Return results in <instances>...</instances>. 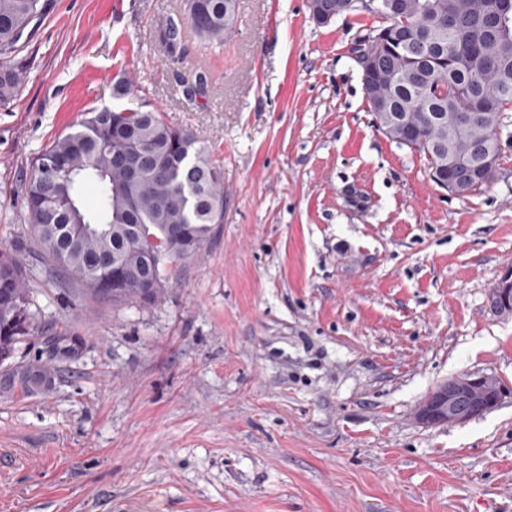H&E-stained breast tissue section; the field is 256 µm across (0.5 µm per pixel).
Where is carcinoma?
<instances>
[{
  "mask_svg": "<svg viewBox=\"0 0 512 512\" xmlns=\"http://www.w3.org/2000/svg\"><path fill=\"white\" fill-rule=\"evenodd\" d=\"M47 0H0V55L13 53L25 32L46 13ZM491 0H405L404 15L388 8L370 9L380 25L363 38L387 69L363 81L370 111L386 102L405 115L406 129L385 132L393 140L412 141L411 149L428 157L432 177L448 181L452 164L460 171L473 164L472 147L481 143L497 158L484 168L467 194L490 184L501 169L500 130L512 108V34L487 38L480 23L481 6ZM237 0H188L187 21L207 45L224 43V27L233 23ZM456 18L453 30L448 14ZM181 23L170 20L162 44L173 54L180 45ZM29 78L26 66L0 68V105L15 100ZM138 150L141 175L130 179L114 161ZM191 151L197 208H182L185 182L170 174ZM97 188L94 208L85 206L82 188ZM25 248L49 270L67 277L94 298L108 295L114 304L150 305L164 288L147 291L140 275L148 254L171 260L194 257L224 223L222 172L205 154L190 130L168 123L156 110L116 111L93 108L77 129L61 134L35 158L25 181ZM111 258L108 266L100 264ZM125 282L112 288V278ZM25 266L0 250V363L11 359L16 345L33 335L35 315L25 288ZM8 382L28 392L46 388L51 373L40 363L16 364Z\"/></svg>",
  "mask_w": 512,
  "mask_h": 512,
  "instance_id": "carcinoma-1",
  "label": "carcinoma"
}]
</instances>
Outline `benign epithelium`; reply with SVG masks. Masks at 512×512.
<instances>
[{
  "instance_id": "7a95c632",
  "label": "benign epithelium",
  "mask_w": 512,
  "mask_h": 512,
  "mask_svg": "<svg viewBox=\"0 0 512 512\" xmlns=\"http://www.w3.org/2000/svg\"><path fill=\"white\" fill-rule=\"evenodd\" d=\"M490 34L505 36L512 32L506 17L484 12ZM491 304L503 315H512V266L505 269L490 293ZM504 388L492 374H464L448 379L426 398L415 412L416 420L426 426L462 423L497 407Z\"/></svg>"
}]
</instances>
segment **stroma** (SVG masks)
Segmentation results:
<instances>
[{"label":"stroma","instance_id":"1","mask_svg":"<svg viewBox=\"0 0 512 512\" xmlns=\"http://www.w3.org/2000/svg\"><path fill=\"white\" fill-rule=\"evenodd\" d=\"M184 10L50 0L0 56L30 69L0 106V248L37 315L15 359L52 373L0 388V512H512V317L489 300L512 265V126L494 181L453 195L375 124L353 53L369 0L326 24L308 0H239L223 45L188 27L171 55ZM142 105L224 170L223 224L145 306L84 296L22 247L37 155L89 109ZM50 334L75 354L50 357ZM463 374L496 376L501 404L420 424Z\"/></svg>","mask_w":512,"mask_h":512}]
</instances>
